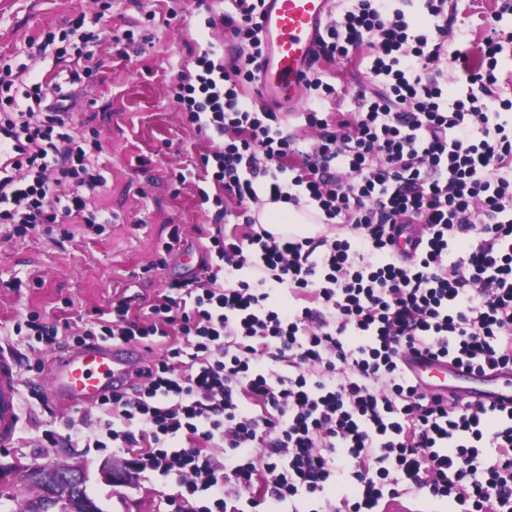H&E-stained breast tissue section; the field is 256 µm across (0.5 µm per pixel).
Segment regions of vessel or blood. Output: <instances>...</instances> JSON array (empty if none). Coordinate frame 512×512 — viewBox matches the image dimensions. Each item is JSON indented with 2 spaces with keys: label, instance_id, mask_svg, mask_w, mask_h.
Listing matches in <instances>:
<instances>
[{
  "label": "vessel or blood",
  "instance_id": "vessel-or-blood-1",
  "mask_svg": "<svg viewBox=\"0 0 512 512\" xmlns=\"http://www.w3.org/2000/svg\"><path fill=\"white\" fill-rule=\"evenodd\" d=\"M331 7L332 0H265L261 30L266 55L259 73L262 93L288 103L297 100L318 30ZM145 363L136 346L100 341L77 347L52 360L47 369V394L68 405L94 408L112 387L130 385ZM412 366L427 380L443 382L451 374L462 379L468 376L464 367L453 370L439 359L416 358ZM19 385L14 354L0 349V446L4 448L13 442L21 421Z\"/></svg>",
  "mask_w": 512,
  "mask_h": 512
}]
</instances>
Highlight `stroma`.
Instances as JSON below:
<instances>
[{
    "mask_svg": "<svg viewBox=\"0 0 512 512\" xmlns=\"http://www.w3.org/2000/svg\"><path fill=\"white\" fill-rule=\"evenodd\" d=\"M176 16H169V9ZM156 23H149L148 13ZM224 0H0V63L25 62L31 41L67 27L83 15L97 19L107 36L131 29L138 49L128 56L102 48V64L77 98L74 127L80 139L97 141L96 163L106 184L91 198L92 210L112 216L102 234L89 235L70 225L74 241L65 246L56 234L40 228L25 238L0 233V346L19 355L32 352L33 337L15 334V321L32 313L90 318L108 308L124 289L147 295L159 292L164 280L178 277L179 266L165 261L163 244L173 225H180L195 259L206 255V242L195 225L207 223L192 184H179L176 174L189 157L212 148L211 142L184 127L169 95V84L192 55L207 44L233 54L235 43L221 17ZM21 279L19 291L8 284ZM22 422L11 447L0 448V512H20L34 487L19 478L32 466L81 464L86 490L102 512H156V505L175 492L174 482L150 474L127 484L105 483L99 467L120 460L112 449L41 448L37 441L68 407L47 409L20 393Z\"/></svg>",
    "mask_w": 512,
    "mask_h": 512,
    "instance_id": "1",
    "label": "stroma"
}]
</instances>
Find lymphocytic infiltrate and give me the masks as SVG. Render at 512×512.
<instances>
[{
  "label": "lymphocytic infiltrate",
  "instance_id": "lymphocytic-infiltrate-1",
  "mask_svg": "<svg viewBox=\"0 0 512 512\" xmlns=\"http://www.w3.org/2000/svg\"><path fill=\"white\" fill-rule=\"evenodd\" d=\"M462 2L336 0L311 59L355 65L367 83L352 92L309 70L295 115L316 132L306 147L243 91L258 82L264 0H228L222 21L249 53L203 51L171 88L216 142L177 175L214 207L216 259L154 297H120L78 333L66 319L15 324L47 348L160 351L104 398L96 432L70 419L43 447L117 448L174 479L175 512H388L406 492L512 512V405L428 391L405 366L428 356L512 375V0L476 37L455 30ZM84 24L75 52L64 31L0 67V129L26 148L0 177V223L18 237L111 221L88 210L106 179L62 93L100 66L103 40ZM266 199L351 234L276 239L255 228Z\"/></svg>",
  "mask_w": 512,
  "mask_h": 512
}]
</instances>
